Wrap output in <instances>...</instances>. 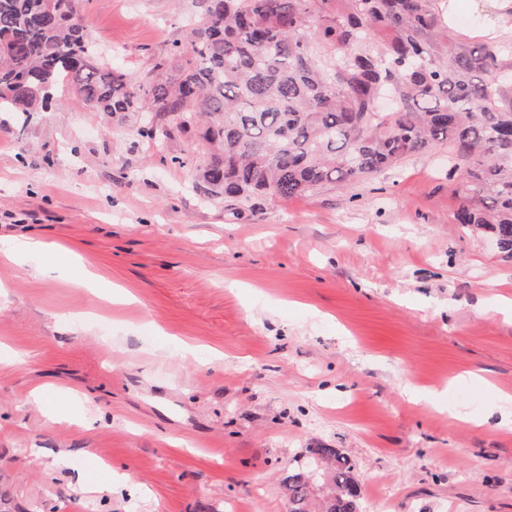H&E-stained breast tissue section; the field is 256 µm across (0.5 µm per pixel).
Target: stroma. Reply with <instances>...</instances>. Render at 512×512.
Listing matches in <instances>:
<instances>
[{
	"label": "stroma",
	"instance_id": "35a3bbf8",
	"mask_svg": "<svg viewBox=\"0 0 512 512\" xmlns=\"http://www.w3.org/2000/svg\"><path fill=\"white\" fill-rule=\"evenodd\" d=\"M200 4L77 15L144 76ZM448 7L464 37L512 38V0ZM56 97L0 112V250L76 255L50 278L46 253L0 261V512H287L282 480L321 444L353 460L360 512H512V260L454 223L447 152L237 208L196 192L184 140ZM97 459L118 477L84 489Z\"/></svg>",
	"mask_w": 512,
	"mask_h": 512
}]
</instances>
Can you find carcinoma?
<instances>
[{
	"label": "carcinoma",
	"instance_id": "obj_1",
	"mask_svg": "<svg viewBox=\"0 0 512 512\" xmlns=\"http://www.w3.org/2000/svg\"><path fill=\"white\" fill-rule=\"evenodd\" d=\"M75 2L0 0V111H44L62 86L96 112H148L140 137L208 156L197 191L251 206L446 148L464 171L455 222L512 257V39L458 36L438 0H203L202 21L142 79L100 63ZM302 459L283 483L290 512H359L347 456Z\"/></svg>",
	"mask_w": 512,
	"mask_h": 512
}]
</instances>
